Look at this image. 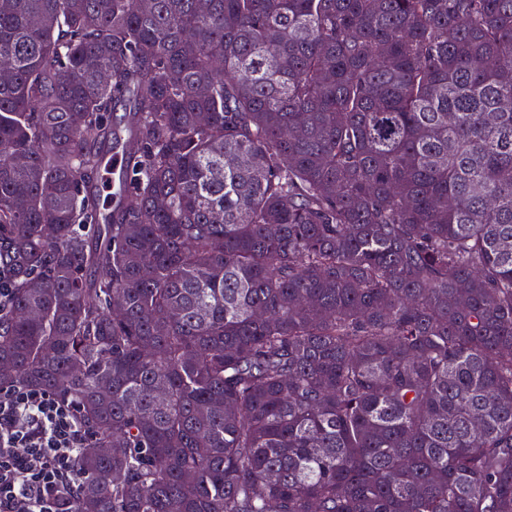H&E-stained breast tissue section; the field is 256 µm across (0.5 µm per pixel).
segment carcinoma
Segmentation results:
<instances>
[{
  "label": "carcinoma",
  "instance_id": "obj_1",
  "mask_svg": "<svg viewBox=\"0 0 512 512\" xmlns=\"http://www.w3.org/2000/svg\"><path fill=\"white\" fill-rule=\"evenodd\" d=\"M138 2L0 0V391L76 407L61 512H512V0Z\"/></svg>",
  "mask_w": 512,
  "mask_h": 512
}]
</instances>
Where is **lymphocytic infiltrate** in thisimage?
Masks as SVG:
<instances>
[{
	"label": "lymphocytic infiltrate",
	"instance_id": "1",
	"mask_svg": "<svg viewBox=\"0 0 512 512\" xmlns=\"http://www.w3.org/2000/svg\"><path fill=\"white\" fill-rule=\"evenodd\" d=\"M86 431L75 408L23 386L0 395V512H57Z\"/></svg>",
	"mask_w": 512,
	"mask_h": 512
}]
</instances>
